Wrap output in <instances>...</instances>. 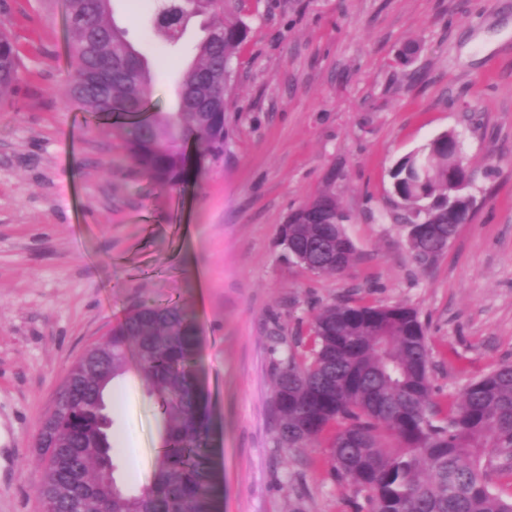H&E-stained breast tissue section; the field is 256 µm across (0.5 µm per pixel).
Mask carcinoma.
Instances as JSON below:
<instances>
[{
    "mask_svg": "<svg viewBox=\"0 0 512 512\" xmlns=\"http://www.w3.org/2000/svg\"><path fill=\"white\" fill-rule=\"evenodd\" d=\"M243 0H157L147 18L175 53L199 25L202 38L183 71L177 110L151 112L154 72L146 52L113 18V0H66L72 73L66 95L95 125L118 134L126 157L160 188L203 180L224 157L230 136L234 60L249 27ZM19 54L0 31V101L19 73ZM442 134L403 157L392 171L396 220L426 230L407 239L425 270L473 212H451L449 171L466 168ZM319 224H290L288 239L314 274L344 272L355 248L336 218L350 220L336 199L322 194L301 207ZM341 246L343 264L327 261ZM195 318L176 304L144 300L112 325L68 370L65 382L83 387L75 405L45 414L51 428L39 449L37 492L43 512L65 496L78 512H215V475L203 396L195 382ZM307 354L279 362L273 402L277 430L300 425L288 449L303 448L338 425L332 445L337 474L368 493L371 512H512V363L469 382L450 402L434 400L432 358L418 313L404 305L333 303L314 317ZM164 418V436L151 484L130 494L112 482L107 492L97 466L114 464L106 395L130 359ZM389 435L397 447L381 438ZM509 479V490L489 476Z\"/></svg>",
    "mask_w": 512,
    "mask_h": 512,
    "instance_id": "carcinoma-1",
    "label": "carcinoma"
}]
</instances>
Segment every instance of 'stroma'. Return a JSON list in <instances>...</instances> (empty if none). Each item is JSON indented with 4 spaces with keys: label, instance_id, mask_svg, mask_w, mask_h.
<instances>
[{
    "label": "stroma",
    "instance_id": "35a3bbf8",
    "mask_svg": "<svg viewBox=\"0 0 512 512\" xmlns=\"http://www.w3.org/2000/svg\"><path fill=\"white\" fill-rule=\"evenodd\" d=\"M154 0H115L151 54V109L172 112L185 58L144 22ZM224 159L162 189L63 96L64 0H5L21 62L0 106V512H41L34 436L68 368L142 298L195 314L217 472V512H368L338 478L334 428L290 451L275 374L303 356L315 314L349 301L417 310L435 397L512 362V0H245ZM415 44L409 61L400 49ZM456 131L475 210L431 268L393 219L399 159ZM335 196L356 253L341 274L286 263L289 215ZM114 477L150 484L163 416L136 369L108 393Z\"/></svg>",
    "mask_w": 512,
    "mask_h": 512
}]
</instances>
